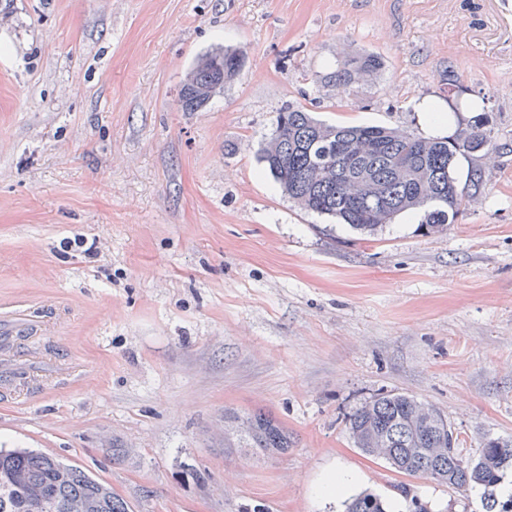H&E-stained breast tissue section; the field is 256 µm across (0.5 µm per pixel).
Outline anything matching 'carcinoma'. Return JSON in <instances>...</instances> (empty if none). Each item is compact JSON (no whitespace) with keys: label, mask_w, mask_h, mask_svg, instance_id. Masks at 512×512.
Returning a JSON list of instances; mask_svg holds the SVG:
<instances>
[{"label":"carcinoma","mask_w":512,"mask_h":512,"mask_svg":"<svg viewBox=\"0 0 512 512\" xmlns=\"http://www.w3.org/2000/svg\"><path fill=\"white\" fill-rule=\"evenodd\" d=\"M382 66L378 55L356 53L329 79L348 87L377 76ZM243 67L239 50L217 48L202 55L182 85V111L204 109ZM483 127L482 122L461 127L456 138L438 141L383 126L327 124L290 106L278 113L260 161L298 206L363 233L422 207L428 230L441 232L466 205L454 176L457 157L492 146ZM346 425L356 448L383 455L397 472L459 490L481 486L486 512H512V498L501 503L496 495L512 473V439H491L477 457L467 458L448 418L402 393L372 397L348 415ZM244 436L246 447L265 453L290 448L288 431L261 412L247 419ZM32 499L40 503L37 512H82L81 504H97L99 512H128L109 485L81 467L36 450L0 448V512H30ZM346 512L389 510L381 497L362 492L347 502Z\"/></svg>","instance_id":"carcinoma-1"}]
</instances>
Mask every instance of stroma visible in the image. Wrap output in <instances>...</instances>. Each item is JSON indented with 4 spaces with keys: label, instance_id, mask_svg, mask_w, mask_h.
Returning a JSON list of instances; mask_svg holds the SVG:
<instances>
[{
    "label": "stroma",
    "instance_id": "35a3bbf8",
    "mask_svg": "<svg viewBox=\"0 0 512 512\" xmlns=\"http://www.w3.org/2000/svg\"><path fill=\"white\" fill-rule=\"evenodd\" d=\"M246 52L206 108L196 59ZM367 50L384 66L328 83ZM457 77L491 154L446 231L424 210L374 235L300 209L258 160L278 112L421 133L416 103ZM95 255L74 247L75 238ZM0 317L27 379L0 389V448L89 471L129 512H344L350 494L485 512L351 443L362 402L434 404L478 455L512 437V0H0ZM271 415L284 454L239 441ZM351 481L352 478L347 473L331 471L321 486V493L326 497L336 498L348 489Z\"/></svg>",
    "mask_w": 512,
    "mask_h": 512
}]
</instances>
